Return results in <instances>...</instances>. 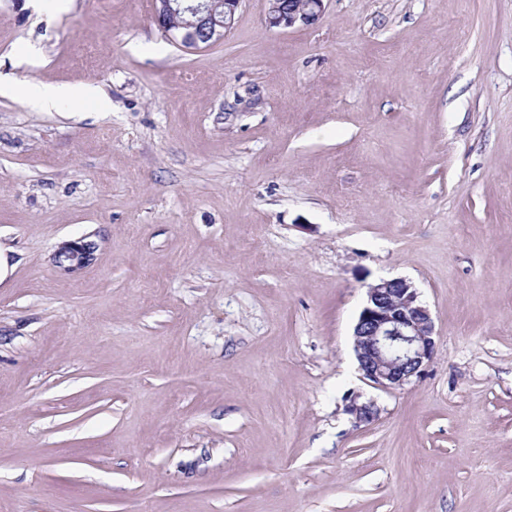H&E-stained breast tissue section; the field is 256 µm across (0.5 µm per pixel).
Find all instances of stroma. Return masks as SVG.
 <instances>
[{
  "instance_id": "obj_1",
  "label": "stroma",
  "mask_w": 512,
  "mask_h": 512,
  "mask_svg": "<svg viewBox=\"0 0 512 512\" xmlns=\"http://www.w3.org/2000/svg\"><path fill=\"white\" fill-rule=\"evenodd\" d=\"M266 12L0 0V84L102 97L0 96V512H512V0ZM382 278L435 324L389 392ZM218 0H155L154 21L167 36L187 48L210 45L224 38L232 28L235 14L243 0H224V7L219 10ZM188 14L194 20L186 31H173L166 18L169 15ZM266 20L270 27L291 28L316 24L327 0H267ZM288 1V2H287ZM1 95H17L35 108L53 107L61 102H83L97 98V92L90 86H58L43 83H27L21 87L0 86ZM93 247L83 241H70L63 244L54 255L58 268L74 271L88 265L93 259ZM362 376L391 391L418 376L434 351V322L417 288L402 278L380 279L367 297L353 329Z\"/></svg>"
}]
</instances>
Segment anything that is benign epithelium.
Wrapping results in <instances>:
<instances>
[{
	"instance_id": "obj_1",
	"label": "benign epithelium",
	"mask_w": 512,
	"mask_h": 512,
	"mask_svg": "<svg viewBox=\"0 0 512 512\" xmlns=\"http://www.w3.org/2000/svg\"><path fill=\"white\" fill-rule=\"evenodd\" d=\"M243 0H155L154 21L182 46L197 48L224 39ZM326 0H268L266 20L271 27L291 28L316 24ZM187 14L193 18L186 31H173L166 18ZM93 259V247L83 241L63 244L54 255L57 267L74 271ZM354 352L362 376L373 387L391 391L403 387L422 371L434 351V322L421 303L417 288L402 278L381 279L367 288V297L353 329ZM348 412L357 423L368 424L378 415L374 401L353 398Z\"/></svg>"
}]
</instances>
